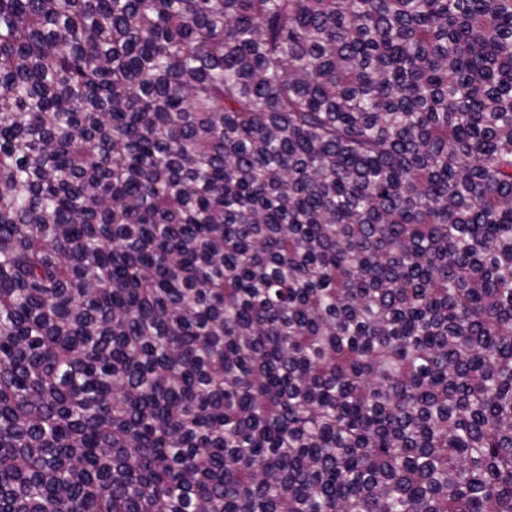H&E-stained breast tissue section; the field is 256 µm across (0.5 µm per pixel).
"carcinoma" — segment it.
Returning <instances> with one entry per match:
<instances>
[{
  "mask_svg": "<svg viewBox=\"0 0 512 512\" xmlns=\"http://www.w3.org/2000/svg\"><path fill=\"white\" fill-rule=\"evenodd\" d=\"M0 512H512V0H0Z\"/></svg>",
  "mask_w": 512,
  "mask_h": 512,
  "instance_id": "obj_1",
  "label": "carcinoma"
}]
</instances>
